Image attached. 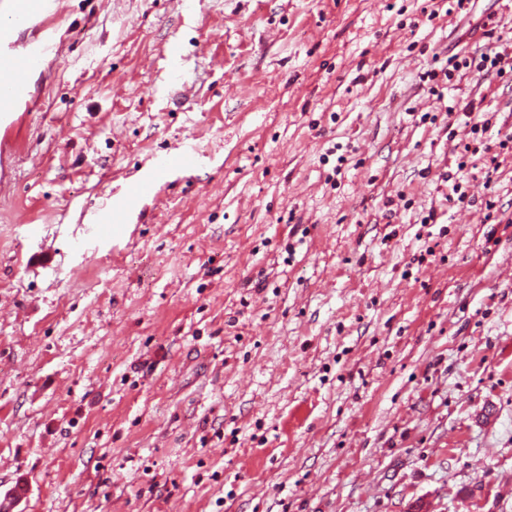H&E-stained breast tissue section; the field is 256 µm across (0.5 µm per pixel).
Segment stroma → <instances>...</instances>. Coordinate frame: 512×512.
Masks as SVG:
<instances>
[{
    "mask_svg": "<svg viewBox=\"0 0 512 512\" xmlns=\"http://www.w3.org/2000/svg\"><path fill=\"white\" fill-rule=\"evenodd\" d=\"M449 6L61 0L0 152L14 512H512V82L425 78L512 0ZM156 179V175H150L134 183L127 189L125 199L101 213L96 224H99V227L104 231L109 230L112 224H118L124 218L125 211L129 207L154 193Z\"/></svg>",
    "mask_w": 512,
    "mask_h": 512,
    "instance_id": "stroma-1",
    "label": "stroma"
}]
</instances>
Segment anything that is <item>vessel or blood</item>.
Masks as SVG:
<instances>
[{
  "mask_svg": "<svg viewBox=\"0 0 512 512\" xmlns=\"http://www.w3.org/2000/svg\"><path fill=\"white\" fill-rule=\"evenodd\" d=\"M59 0H13L12 20L0 24V116L20 112L29 104V65L40 62L54 49L48 32V19L58 13ZM28 27L30 38H21L19 27ZM155 176H148L130 186L125 199L100 214L98 224L109 230L119 223L126 210L155 190Z\"/></svg>",
  "mask_w": 512,
  "mask_h": 512,
  "instance_id": "vessel-or-blood-1",
  "label": "vessel or blood"
}]
</instances>
